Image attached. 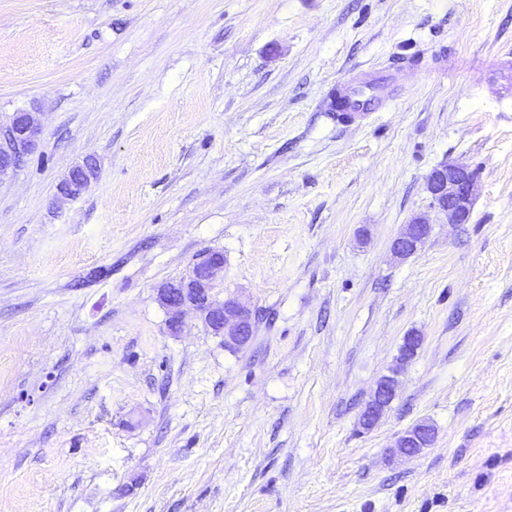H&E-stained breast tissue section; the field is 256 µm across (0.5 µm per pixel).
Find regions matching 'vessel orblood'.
Listing matches in <instances>:
<instances>
[{
  "mask_svg": "<svg viewBox=\"0 0 512 512\" xmlns=\"http://www.w3.org/2000/svg\"><path fill=\"white\" fill-rule=\"evenodd\" d=\"M393 74L372 69L343 82L336 90V103L353 118L387 111L395 95Z\"/></svg>",
  "mask_w": 512,
  "mask_h": 512,
  "instance_id": "vessel-or-blood-1",
  "label": "vessel or blood"
}]
</instances>
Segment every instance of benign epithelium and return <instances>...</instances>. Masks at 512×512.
I'll list each match as a JSON object with an SVG mask.
<instances>
[{"label":"benign epithelium","mask_w":512,"mask_h":512,"mask_svg":"<svg viewBox=\"0 0 512 512\" xmlns=\"http://www.w3.org/2000/svg\"><path fill=\"white\" fill-rule=\"evenodd\" d=\"M40 125L31 112L14 113L9 122L0 124V180L13 173L21 162L38 146ZM93 162L89 159L76 165L59 185L64 197H74L75 184L92 182ZM476 183L470 169L457 163L434 168L426 181L431 213L415 215L410 225L392 242L395 257L413 255L430 234L431 215H443L450 224L469 221ZM224 268V255L207 250L193 264L186 276L166 283L159 289V298L167 310L170 332L179 333L183 327V311L190 307L199 313L204 324L215 336L224 338V345L244 346L254 317L252 307L235 296H221L219 274ZM398 372L381 379L361 417V425L369 428L376 423L396 397ZM434 440L426 428L416 424L401 432L395 447L405 456H417Z\"/></svg>","instance_id":"7a95c632"}]
</instances>
